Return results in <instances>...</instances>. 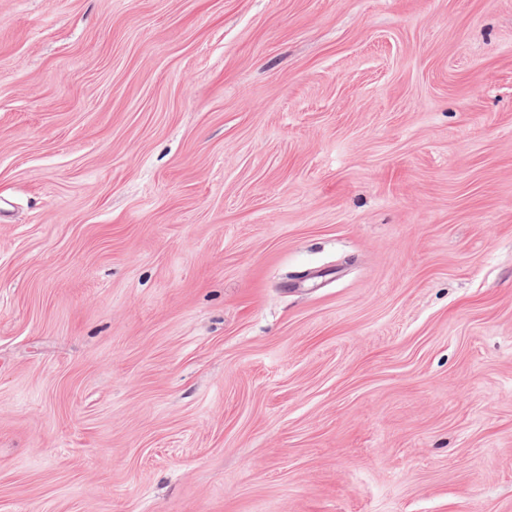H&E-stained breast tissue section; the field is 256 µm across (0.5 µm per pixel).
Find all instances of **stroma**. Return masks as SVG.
I'll use <instances>...</instances> for the list:
<instances>
[{
	"instance_id": "obj_1",
	"label": "stroma",
	"mask_w": 512,
	"mask_h": 512,
	"mask_svg": "<svg viewBox=\"0 0 512 512\" xmlns=\"http://www.w3.org/2000/svg\"><path fill=\"white\" fill-rule=\"evenodd\" d=\"M0 512H512V0H0Z\"/></svg>"
}]
</instances>
